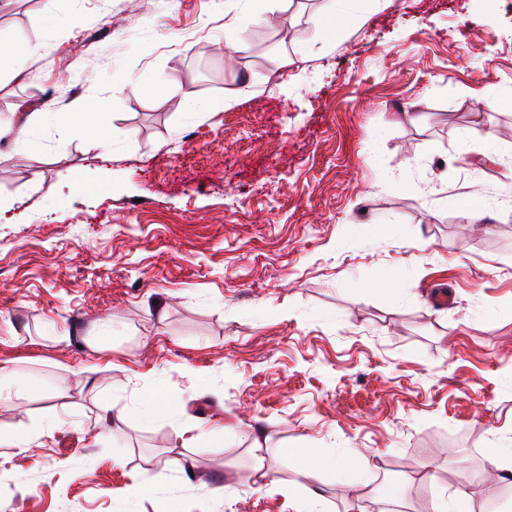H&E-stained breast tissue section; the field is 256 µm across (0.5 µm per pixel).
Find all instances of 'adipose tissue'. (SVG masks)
<instances>
[{
	"instance_id": "adipose-tissue-1",
	"label": "adipose tissue",
	"mask_w": 512,
	"mask_h": 512,
	"mask_svg": "<svg viewBox=\"0 0 512 512\" xmlns=\"http://www.w3.org/2000/svg\"><path fill=\"white\" fill-rule=\"evenodd\" d=\"M288 461L295 465L297 479L284 494L294 512H324L320 484L327 474H335L337 482L348 490L367 482L369 461L361 454L336 457L295 449L289 451Z\"/></svg>"
}]
</instances>
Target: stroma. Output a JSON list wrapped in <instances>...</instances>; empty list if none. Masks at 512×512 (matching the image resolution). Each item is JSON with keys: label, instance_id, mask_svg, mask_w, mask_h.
Returning a JSON list of instances; mask_svg holds the SVG:
<instances>
[{"label": "stroma", "instance_id": "obj_1", "mask_svg": "<svg viewBox=\"0 0 512 512\" xmlns=\"http://www.w3.org/2000/svg\"><path fill=\"white\" fill-rule=\"evenodd\" d=\"M324 6L0 0V119L48 115L0 138V369L27 384L0 430L42 432L0 445V512H289L290 448L363 452L373 483L428 466L401 512L457 489L484 512L464 474L512 421V0H346L331 46ZM91 95L130 133L108 161L68 125Z\"/></svg>", "mask_w": 512, "mask_h": 512}]
</instances>
